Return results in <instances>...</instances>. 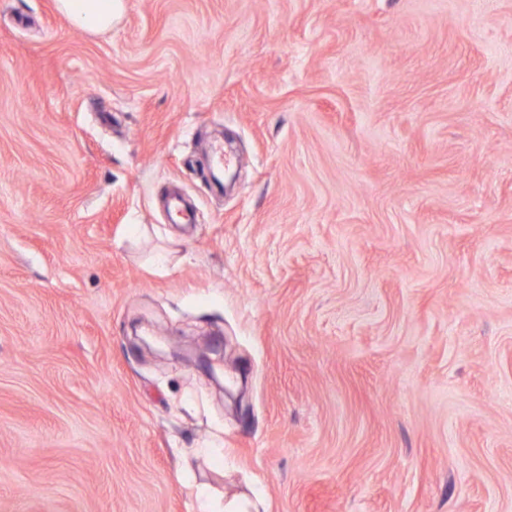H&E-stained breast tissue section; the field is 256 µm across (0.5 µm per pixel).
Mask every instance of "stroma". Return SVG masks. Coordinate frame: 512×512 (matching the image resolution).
Returning <instances> with one entry per match:
<instances>
[{"instance_id": "obj_1", "label": "stroma", "mask_w": 512, "mask_h": 512, "mask_svg": "<svg viewBox=\"0 0 512 512\" xmlns=\"http://www.w3.org/2000/svg\"><path fill=\"white\" fill-rule=\"evenodd\" d=\"M124 2L0 0V512H512V0ZM58 8L76 26L96 32L111 27L125 4L123 0H58Z\"/></svg>"}]
</instances>
